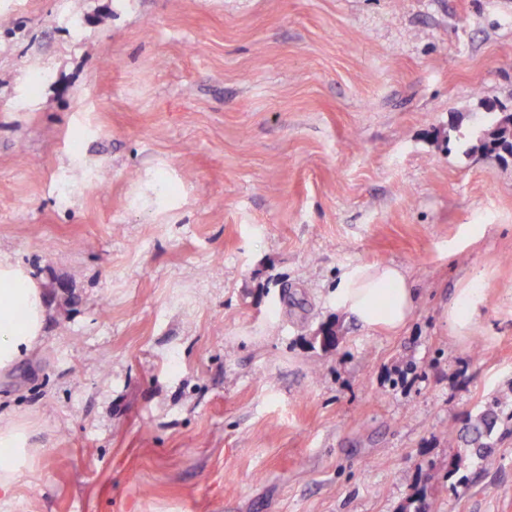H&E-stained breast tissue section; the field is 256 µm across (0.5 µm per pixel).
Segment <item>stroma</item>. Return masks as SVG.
<instances>
[{"mask_svg":"<svg viewBox=\"0 0 512 512\" xmlns=\"http://www.w3.org/2000/svg\"><path fill=\"white\" fill-rule=\"evenodd\" d=\"M489 102L512 0H0V252L48 308L0 512H512V434H445L512 390V157L457 139ZM389 262L402 330L337 312ZM336 310L368 330L397 331L410 319L416 294L405 269L393 263L346 268L332 293ZM482 288L474 284L465 288L455 303L448 307L447 321L456 337H468L474 321V314L482 303ZM27 424L22 421H0V495L8 496L12 488L26 476L33 443Z\"/></svg>","mask_w":512,"mask_h":512,"instance_id":"35a3bbf8","label":"stroma"}]
</instances>
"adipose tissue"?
<instances>
[{"label": "adipose tissue", "mask_w": 512, "mask_h": 512, "mask_svg": "<svg viewBox=\"0 0 512 512\" xmlns=\"http://www.w3.org/2000/svg\"><path fill=\"white\" fill-rule=\"evenodd\" d=\"M337 311L368 330L396 331L410 319L416 294L405 269L393 263L346 268L332 293ZM43 288L30 270L0 254V373L34 354L47 319ZM34 446L27 424L0 423V495L26 476Z\"/></svg>", "instance_id": "ef3b65f1"}]
</instances>
